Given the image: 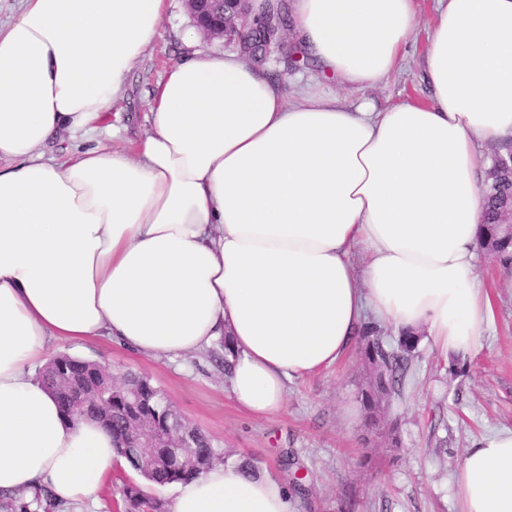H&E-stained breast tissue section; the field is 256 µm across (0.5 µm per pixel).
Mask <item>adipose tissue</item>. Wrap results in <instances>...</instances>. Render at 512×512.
I'll return each instance as SVG.
<instances>
[{
    "mask_svg": "<svg viewBox=\"0 0 512 512\" xmlns=\"http://www.w3.org/2000/svg\"><path fill=\"white\" fill-rule=\"evenodd\" d=\"M168 0H23L0 28V492L94 499L119 462L98 421L69 420L32 373L54 341L107 339L172 361L230 338L236 405L280 411L360 324L483 345L484 143L512 137V0H438L422 58L430 102L379 110L416 0H293L307 84L237 53L190 50L148 101L134 151L102 119L155 42ZM336 82L328 91L326 82ZM65 132V164L44 144ZM364 254L361 265L353 250ZM458 512H512V430L477 438ZM288 486L234 460L174 485L168 512H291Z\"/></svg>",
    "mask_w": 512,
    "mask_h": 512,
    "instance_id": "1",
    "label": "adipose tissue"
}]
</instances>
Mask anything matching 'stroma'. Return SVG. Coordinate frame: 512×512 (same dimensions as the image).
<instances>
[{"label": "stroma", "mask_w": 512, "mask_h": 512, "mask_svg": "<svg viewBox=\"0 0 512 512\" xmlns=\"http://www.w3.org/2000/svg\"><path fill=\"white\" fill-rule=\"evenodd\" d=\"M418 5L404 61L378 87L339 89L343 101L368 100L383 109L430 99L421 60L438 0ZM191 24L182 0H170L157 42L105 118L120 130L112 146L134 149L147 131L148 97L182 54L179 34ZM479 267L494 309L483 347L465 358L446 357L421 340L389 398L390 437L365 425L360 391L369 376L355 345L328 369L289 384L284 409L264 417L235 405L220 345L174 363L137 357L104 339L57 342L51 350L98 361L118 378L146 376L225 457L250 460L291 487L294 512H342L348 505L354 512H457L453 480L465 448L490 430L512 429V264L484 252ZM140 480L129 467L114 465L97 500L79 504V512H126L123 488Z\"/></svg>", "instance_id": "obj_1"}]
</instances>
